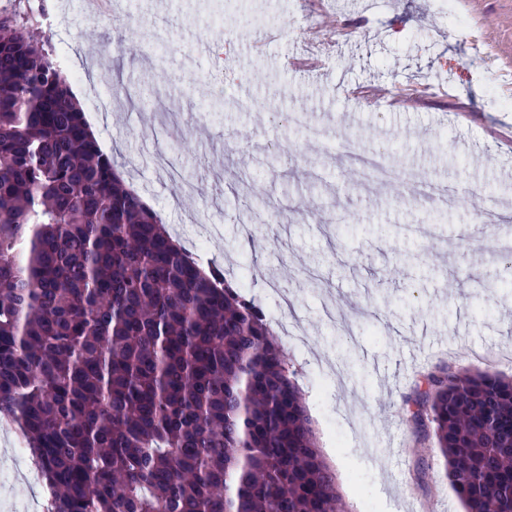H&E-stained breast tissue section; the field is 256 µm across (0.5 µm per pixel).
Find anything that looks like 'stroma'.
<instances>
[{"instance_id":"1","label":"stroma","mask_w":512,"mask_h":512,"mask_svg":"<svg viewBox=\"0 0 512 512\" xmlns=\"http://www.w3.org/2000/svg\"><path fill=\"white\" fill-rule=\"evenodd\" d=\"M332 56L299 71L313 31L293 0H116L93 24L82 0H21L53 29L103 96L80 105L140 195L208 260L241 268L268 316L291 297L318 445L333 449L352 512H462L434 445L415 446L408 399L440 360L482 368L472 350L512 353V290L494 283L512 236V0H326ZM487 37L484 71L459 35ZM125 45L90 69L102 42ZM385 152L388 183H360L333 143ZM450 185L418 205L415 180ZM426 471V485L416 480Z\"/></svg>"}]
</instances>
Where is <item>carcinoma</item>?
I'll return each mask as SVG.
<instances>
[{"label": "carcinoma", "mask_w": 512, "mask_h": 512, "mask_svg": "<svg viewBox=\"0 0 512 512\" xmlns=\"http://www.w3.org/2000/svg\"><path fill=\"white\" fill-rule=\"evenodd\" d=\"M465 512H512V380L420 374ZM51 512H348L264 310L194 264L88 133L52 54L0 12V414Z\"/></svg>", "instance_id": "cac0c4a2"}]
</instances>
